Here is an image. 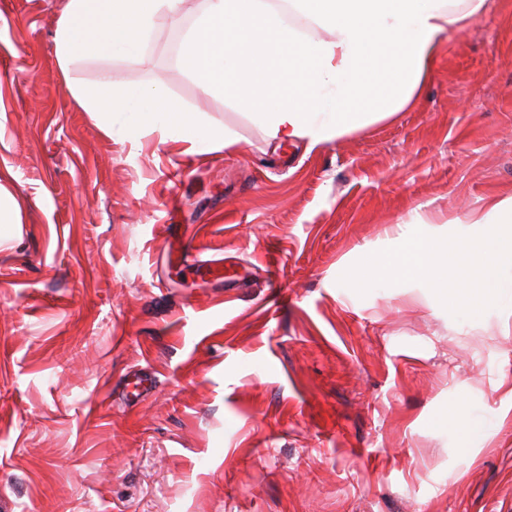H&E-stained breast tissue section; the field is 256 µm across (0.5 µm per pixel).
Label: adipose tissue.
<instances>
[{"label": "adipose tissue", "mask_w": 512, "mask_h": 512, "mask_svg": "<svg viewBox=\"0 0 512 512\" xmlns=\"http://www.w3.org/2000/svg\"><path fill=\"white\" fill-rule=\"evenodd\" d=\"M182 0H62L56 59L62 74L78 61L140 53L162 18ZM311 24L299 31L269 0H207L181 54L207 97L245 111L268 144L310 146L392 119L419 100L443 36L482 17L487 0H290ZM75 107L103 131L123 113L130 133L162 129L165 141L189 143L200 157L235 145L234 135L206 113L175 114L163 83L115 91L110 76L95 87H71ZM391 247L368 257L350 285L385 281L434 289L448 262V231L414 213L389 230ZM457 240L486 254L484 272L495 308L512 315V195H490L457 225Z\"/></svg>", "instance_id": "adipose-tissue-1"}]
</instances>
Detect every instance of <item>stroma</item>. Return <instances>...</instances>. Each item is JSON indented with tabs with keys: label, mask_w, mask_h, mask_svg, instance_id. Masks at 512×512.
<instances>
[{
	"label": "stroma",
	"mask_w": 512,
	"mask_h": 512,
	"mask_svg": "<svg viewBox=\"0 0 512 512\" xmlns=\"http://www.w3.org/2000/svg\"><path fill=\"white\" fill-rule=\"evenodd\" d=\"M488 3L414 107L276 149L178 61L206 0L67 75L58 0H0V174L23 206L0 224V512H512V316L336 278L415 208L442 224L512 193V0ZM105 73L205 105L235 149L104 132L69 86Z\"/></svg>",
	"instance_id": "obj_1"
}]
</instances>
